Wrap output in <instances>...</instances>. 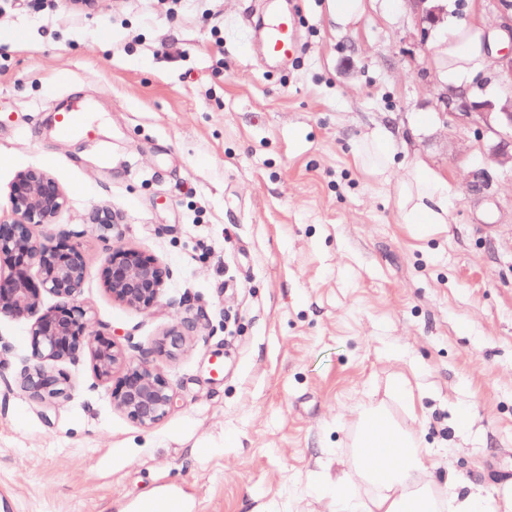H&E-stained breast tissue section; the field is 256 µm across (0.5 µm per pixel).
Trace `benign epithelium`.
<instances>
[{"mask_svg":"<svg viewBox=\"0 0 512 512\" xmlns=\"http://www.w3.org/2000/svg\"><path fill=\"white\" fill-rule=\"evenodd\" d=\"M417 30V46L427 48L430 32L448 20L445 0H406ZM443 113L468 120L481 132L502 135L512 130V95L478 101L465 92L438 95ZM496 164L512 166V144L500 141L489 149ZM10 214L0 216V262L8 269L0 274V314L25 317L38 313L42 294L67 299L63 306L49 309L30 327V365L20 385L37 402L65 394L64 377L49 362L76 361L89 350L99 377L120 372L112 386V406L136 424L151 427L173 406L168 381L149 365L148 357L128 358L110 336L92 333L86 312L77 302L87 275L82 254L61 230L44 239L34 236V227L52 224L67 206L59 182L37 169L19 172L10 189ZM112 299L131 308L150 311L162 298L169 269L156 257L139 250L117 246L100 270ZM201 316L187 317L172 326L157 345V351L173 355L184 351L196 335Z\"/></svg>","mask_w":512,"mask_h":512,"instance_id":"obj_1","label":"benign epithelium"}]
</instances>
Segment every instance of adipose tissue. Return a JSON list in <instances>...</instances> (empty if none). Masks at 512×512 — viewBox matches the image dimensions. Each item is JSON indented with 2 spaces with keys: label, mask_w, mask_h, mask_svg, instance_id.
<instances>
[{
  "label": "adipose tissue",
  "mask_w": 512,
  "mask_h": 512,
  "mask_svg": "<svg viewBox=\"0 0 512 512\" xmlns=\"http://www.w3.org/2000/svg\"><path fill=\"white\" fill-rule=\"evenodd\" d=\"M485 29L479 18L441 29L433 56L442 79L459 85L488 74ZM448 200L447 178L418 166L400 191L402 220L421 228L447 223ZM355 446L352 472L337 475L332 484L334 512H512L510 487H501L488 502L466 485L447 496L441 484L422 481L425 450L421 441L397 424L383 406L361 408ZM356 477L374 489L370 504H363L351 493Z\"/></svg>",
  "instance_id": "obj_1"
}]
</instances>
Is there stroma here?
Wrapping results in <instances>:
<instances>
[{
    "instance_id": "35a3bbf8",
    "label": "stroma",
    "mask_w": 512,
    "mask_h": 512,
    "mask_svg": "<svg viewBox=\"0 0 512 512\" xmlns=\"http://www.w3.org/2000/svg\"><path fill=\"white\" fill-rule=\"evenodd\" d=\"M277 0H71L0 12V214L19 171L55 177L88 274L92 331L150 352L174 405L152 427L112 406L90 356L56 363L67 399L31 400L32 318L0 315V498L6 512H332L360 408L384 404L422 439L425 476L493 495L512 482V171L439 109L431 51L403 0L339 27L301 0L303 52L266 72L247 24ZM85 105L105 146L55 140ZM393 135L380 176L357 148ZM448 178L447 223L419 238L398 190L416 163ZM488 178L475 186L479 172ZM98 207L116 224H90ZM170 270L149 312L113 300V246ZM203 310L191 346L162 335ZM412 389L401 400L397 382Z\"/></svg>"
}]
</instances>
